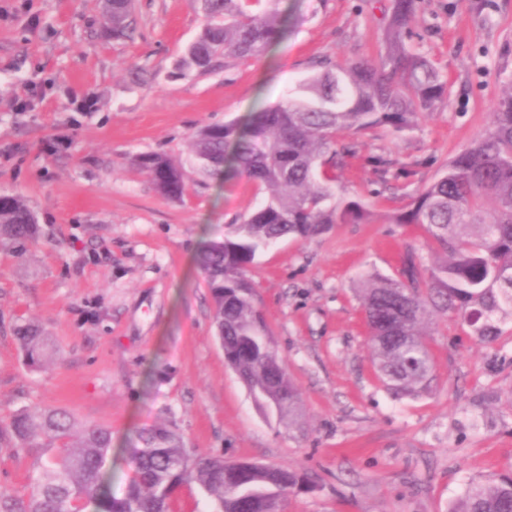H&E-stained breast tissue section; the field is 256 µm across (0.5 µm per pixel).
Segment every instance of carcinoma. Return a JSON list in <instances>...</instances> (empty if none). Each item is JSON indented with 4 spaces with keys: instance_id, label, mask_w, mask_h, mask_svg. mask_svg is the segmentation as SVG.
Wrapping results in <instances>:
<instances>
[{
    "instance_id": "obj_1",
    "label": "carcinoma",
    "mask_w": 512,
    "mask_h": 512,
    "mask_svg": "<svg viewBox=\"0 0 512 512\" xmlns=\"http://www.w3.org/2000/svg\"><path fill=\"white\" fill-rule=\"evenodd\" d=\"M205 24L180 62L206 73L231 53L257 57L287 32L280 0H196ZM418 0H393L387 51L375 59H324L319 71L274 106H259L244 123L210 124L193 136L198 169L226 184L246 180L262 202L227 227L222 241L205 243L197 262L214 303L213 320L225 357L260 399L279 403L293 426L299 393L269 341L247 272L257 254L284 238L311 240L332 224H359L371 214L357 202L336 200L342 153L336 136L386 127L400 133L447 96L448 83L431 61L406 46ZM133 0H107V32L132 37ZM133 163L168 199L184 195L182 166L165 154L142 153ZM420 226L442 260L425 267L413 253L404 280L374 277L364 288V320L375 362L396 395L414 396L433 380L423 325L433 311L452 313L481 343L502 335L512 317V85L496 99L485 132L461 150L411 207L390 217ZM37 222L19 196L0 195V242L18 254L35 241ZM28 367L62 360L37 324L16 328ZM49 439L56 448L44 445ZM131 476L122 496L112 492V428L87 424L63 407L23 408L0 421V449L37 458L28 491L0 489V512H174L177 494L198 487L209 512H274L281 493L310 490L308 475L288 467L228 463L186 448L174 431L155 426L129 441ZM448 512H512V476L471 481Z\"/></svg>"
}]
</instances>
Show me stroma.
I'll return each instance as SVG.
<instances>
[{
	"label": "stroma",
	"instance_id": "stroma-1",
	"mask_svg": "<svg viewBox=\"0 0 512 512\" xmlns=\"http://www.w3.org/2000/svg\"><path fill=\"white\" fill-rule=\"evenodd\" d=\"M281 6V43L183 75L204 24L193 0H135L137 32L120 41L103 35L104 0H0V192L23 197L39 228L24 255L0 246V418L60 406L111 425L117 493L133 433L163 423L197 452L306 471L311 490L289 494L283 512H448L470 480L512 474V320L481 344L457 317L432 315L431 387L398 396L375 367L361 288L372 274L401 277L406 252L437 261L422 228L390 217L487 129L512 84V0H420L406 43L447 79V97L400 134L339 138L351 154L336 196L370 222L258 254L249 277L300 391L293 429L227 365L196 262L263 196L202 174L188 144L205 125L282 101L317 59L383 53L391 0ZM139 67L149 83L133 82ZM150 152L182 164V199L132 164ZM23 321L50 332L59 364L25 365Z\"/></svg>",
	"mask_w": 512,
	"mask_h": 512
}]
</instances>
